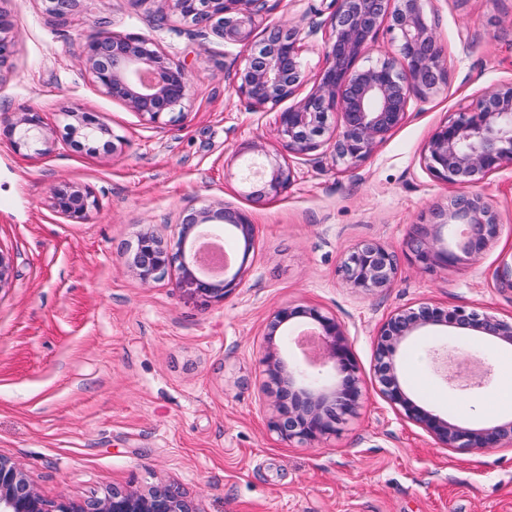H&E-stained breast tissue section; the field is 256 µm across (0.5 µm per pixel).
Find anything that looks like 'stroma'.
<instances>
[{"label": "stroma", "mask_w": 512, "mask_h": 512, "mask_svg": "<svg viewBox=\"0 0 512 512\" xmlns=\"http://www.w3.org/2000/svg\"><path fill=\"white\" fill-rule=\"evenodd\" d=\"M330 0H280L266 22L303 26L301 58L315 81L329 43ZM15 54L0 70V129L16 112H39L51 153L16 150L0 136V455L28 472L50 501L83 504L115 487L175 488L199 512H512V447L469 453L440 447L381 397L374 337L396 309L421 303L512 318V164L476 188L496 205L501 233L478 259L425 268L406 249L416 224L453 195L421 154L432 130L483 91L512 80V0H427L448 77L357 169L321 152L291 158L279 197L251 201L241 149L281 151L277 111L250 110L229 89L247 49L170 19L154 0H87L64 25L41 0H0ZM136 33L192 74L184 116L151 124L91 80L84 56L102 28ZM95 113L118 140L110 153L70 145L64 112ZM88 187L98 206L74 222L56 213L61 181ZM221 203L256 227L241 284L201 303L174 274L145 283L121 252L145 227L178 244L185 210ZM399 258L392 288L367 297L338 268L358 243ZM287 303L314 305L340 321L364 381L360 413L307 446L268 432L271 399L262 371L269 316ZM454 348L494 365L502 347L431 333L407 342L421 385L410 396L437 412L484 423L479 403L499 399L488 374L462 408L434 371L430 351Z\"/></svg>", "instance_id": "35a3bbf8"}]
</instances>
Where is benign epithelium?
Instances as JSON below:
<instances>
[{"instance_id":"benign-epithelium-1","label":"benign epithelium","mask_w":512,"mask_h":512,"mask_svg":"<svg viewBox=\"0 0 512 512\" xmlns=\"http://www.w3.org/2000/svg\"><path fill=\"white\" fill-rule=\"evenodd\" d=\"M160 22L174 14L182 21L211 32L227 44L249 48L230 85L231 91L251 110L276 107L297 96L306 83L303 70L302 29L297 26L263 25L269 0H154ZM425 0H331L330 51L312 90L278 113L284 152L272 154L253 144L259 160L247 182L248 197L262 201L279 196L294 178L289 156H305L327 146L335 164L357 168L408 118L412 98L426 100L447 80L443 48ZM45 13L66 23L84 6V0H42ZM394 34L398 52L362 65L374 50L380 29ZM261 36H256V31ZM11 23L0 10V70L13 54ZM85 69L93 82L112 99L121 102L144 121L174 122L184 113L191 89V73L137 34L103 35L90 42ZM336 112V127L329 123ZM67 130L77 147L103 143L116 149L111 131L89 112L72 108L65 112ZM15 149L40 143L53 145L40 113L26 110L7 129ZM424 167L437 180L460 189L446 205L417 225L407 248L422 265L458 263L476 259L500 233L495 206L468 188L512 163V83L497 85L476 98L469 108L436 126L422 153ZM53 209L81 221L97 207L85 186L65 183L51 193ZM460 225L456 248L437 246L440 229ZM229 227L234 240L244 245L248 257L255 225L239 212L222 205L186 211L181 220L178 252L153 229L138 233L123 252L124 266L141 281L165 276L179 264L175 286L205 303L222 301L240 284L245 265L231 275L205 274L197 264L194 244L200 229L220 234ZM398 271L397 256L385 245L365 241L352 248L339 272L354 291L372 296L392 287ZM304 322L316 328L319 359L288 360L283 345L293 325ZM452 329L464 337H487L512 346V321L463 307L448 309L431 304L394 311L375 335L374 377L382 397L408 420L451 449L484 451L512 445V419L471 426L418 404L406 391L400 376L398 355L413 336ZM266 349L261 364L267 387L274 398L268 418L270 432L289 443L311 444L336 433L359 414L363 391L360 367L349 338L336 318L315 306L286 305L274 311L265 328ZM463 364L444 375L462 390L479 388L483 378H470ZM0 512H197L194 505L167 485L146 491L136 487L114 488L83 505L54 503L44 499L27 473L14 461L0 456Z\"/></svg>"}]
</instances>
